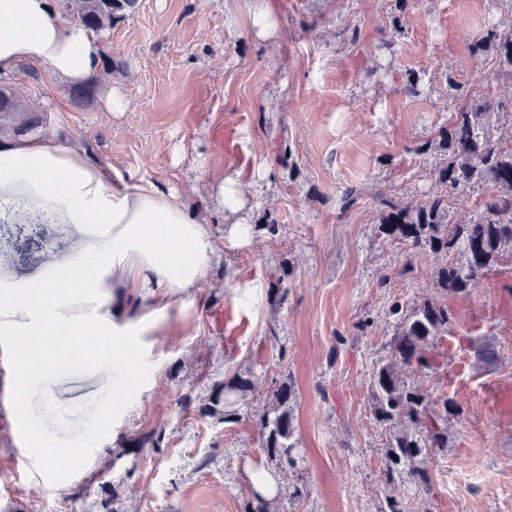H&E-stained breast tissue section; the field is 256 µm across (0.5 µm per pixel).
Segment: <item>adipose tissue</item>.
<instances>
[{"mask_svg":"<svg viewBox=\"0 0 512 512\" xmlns=\"http://www.w3.org/2000/svg\"><path fill=\"white\" fill-rule=\"evenodd\" d=\"M105 45L93 31L66 26L54 0H0V76L23 63L47 66L51 74L81 82L102 73ZM42 210H29L31 192ZM215 214L242 231L245 193L233 179L213 184ZM0 212L4 224L60 221L76 227L72 251L51 257L42 275L15 279L0 257V410L9 413L24 447L40 449L43 471L57 460L73 463L76 477L97 464L103 445L118 438L121 412L106 415L95 435L72 441L54 421H34L23 408L33 389L44 400L58 370L104 386L112 362L141 389L139 361L147 337L169 324V310L208 278L218 255L211 216L191 210L178 193L103 165L76 138L0 135ZM35 351L15 348L18 339Z\"/></svg>","mask_w":512,"mask_h":512,"instance_id":"adipose-tissue-1","label":"adipose tissue"}]
</instances>
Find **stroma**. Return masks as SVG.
I'll return each instance as SVG.
<instances>
[{
	"instance_id": "1",
	"label": "stroma",
	"mask_w": 512,
	"mask_h": 512,
	"mask_svg": "<svg viewBox=\"0 0 512 512\" xmlns=\"http://www.w3.org/2000/svg\"><path fill=\"white\" fill-rule=\"evenodd\" d=\"M268 2L279 31L263 39L254 0H139L102 32L129 101L116 116L102 105L103 85L78 99L42 65L8 76L42 116L38 133L63 106L59 136H79L101 163L191 205L211 207L212 183L238 180L250 233L213 225L221 257L178 335L142 357L146 394L61 377L53 404L34 407L46 418L66 409L63 429L77 439L122 404L125 438L165 429L162 452L135 448L116 462L106 445L76 497L72 464L41 476L0 411V512H243L257 468L277 481L270 512H385L392 499L404 512H512V416L487 401L491 386L512 383V260L447 292L436 280L445 254L378 230L379 198L414 205L440 190L443 153L415 149L438 138L450 112L488 84L512 99V80L493 78L471 50L490 25L512 22V0ZM351 185L366 192L345 210ZM52 233L42 252L0 246L16 278L39 276L49 256L72 249L73 225ZM396 302L442 304L451 315L433 369L396 364L435 405L463 407L448 416L447 451L424 460L427 491L388 474L386 446L404 426L378 423L369 406L371 378L391 361ZM481 346L491 360L477 358ZM238 377L252 386L235 420L180 413L182 394L203 399L212 383ZM284 384L294 396L291 467L262 451L259 428ZM108 485L119 493L111 503Z\"/></svg>"
}]
</instances>
